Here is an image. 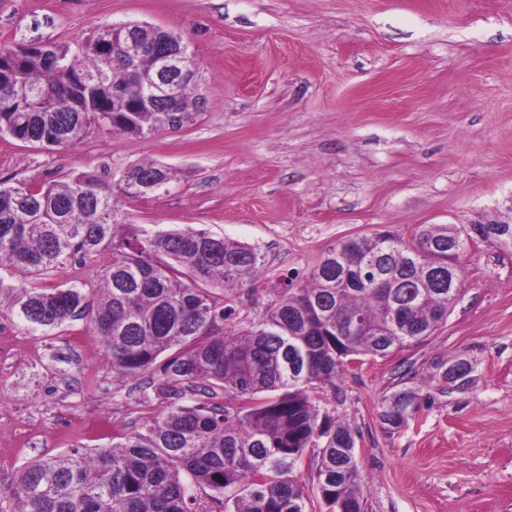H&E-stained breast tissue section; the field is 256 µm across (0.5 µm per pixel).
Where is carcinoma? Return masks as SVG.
<instances>
[{
    "instance_id": "cac0c4a2",
    "label": "carcinoma",
    "mask_w": 512,
    "mask_h": 512,
    "mask_svg": "<svg viewBox=\"0 0 512 512\" xmlns=\"http://www.w3.org/2000/svg\"><path fill=\"white\" fill-rule=\"evenodd\" d=\"M142 53L125 65L112 25L78 51L43 43L0 45V132L69 146L91 131L141 137L180 130L201 114L184 90L185 120L160 103L136 108L153 74L154 40L137 27ZM171 169L143 163L108 185L91 172L48 185L0 181V280L7 301L34 331L90 318L112 369L134 376L163 358L147 383L171 403L144 429L110 448H74L20 472L12 512H306L297 468L310 448L327 512H364L355 439L319 392L339 368L425 342L463 289L466 240L449 225L352 237L324 252L308 282L287 283L259 316L236 315L264 257L254 247L192 227L148 230L122 218L119 200L167 190ZM485 242L512 251V224L478 225ZM112 254L92 297L79 285L45 289L41 278L75 257ZM448 390H466L476 363L439 362ZM418 392L404 388L378 408L383 429L406 426Z\"/></svg>"
}]
</instances>
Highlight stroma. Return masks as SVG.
<instances>
[{"instance_id":"35a3bbf8","label":"stroma","mask_w":512,"mask_h":512,"mask_svg":"<svg viewBox=\"0 0 512 512\" xmlns=\"http://www.w3.org/2000/svg\"><path fill=\"white\" fill-rule=\"evenodd\" d=\"M180 33L207 102L190 126L145 137L95 132L68 147L0 135V179L106 182L155 161L168 191L123 205L153 229L191 226L257 248L265 265L240 314L255 317L321 253L356 236L512 212V0H0V45L78 46L103 23ZM102 254L42 279L97 287ZM465 290L424 343L341 368L336 415L355 441L365 512H512V253L476 241ZM88 319L48 333L0 308V505L21 469L71 448H108L165 399L117 379ZM477 360L441 389L435 365ZM418 389L414 420L377 417ZM448 365L446 368L445 366ZM440 373V378L449 391L466 390L473 381V373L476 370V363L468 357H456L449 359L448 362H439L436 364ZM419 396L415 389L404 388L384 397L378 408L381 427L392 432L406 426L417 410Z\"/></svg>"}]
</instances>
